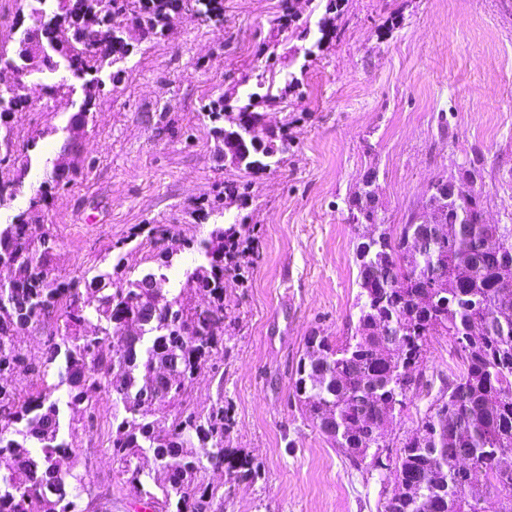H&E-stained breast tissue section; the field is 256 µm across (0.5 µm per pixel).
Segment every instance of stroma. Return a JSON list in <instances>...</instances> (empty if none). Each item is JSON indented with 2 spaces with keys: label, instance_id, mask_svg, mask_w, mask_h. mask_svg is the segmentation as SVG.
<instances>
[{
  "label": "stroma",
  "instance_id": "35a3bbf8",
  "mask_svg": "<svg viewBox=\"0 0 512 512\" xmlns=\"http://www.w3.org/2000/svg\"><path fill=\"white\" fill-rule=\"evenodd\" d=\"M324 17L336 35L315 49L303 32ZM170 26L106 83L79 153L63 154L60 129L82 94L45 109L44 80L25 77L10 125L30 166L0 222L28 208L45 159L63 158L70 183L32 225L55 240L53 276L117 266L139 278L157 266L154 229L164 226L182 246L167 301L202 263L197 243L236 225L254 256L224 292L227 353L198 373L184 407L223 403L232 446L260 476L231 489L210 467L206 484L223 495L224 512H381L393 474L353 466L293 397L292 376L309 332L343 339L357 311L358 228L346 202L365 175L376 174L379 206L397 225L420 210L432 181L459 180L474 165L486 220L512 224V0H224L223 24L184 10ZM291 72L300 86L260 106L267 125L288 134L284 163L248 170L220 160L207 105H236L259 74L280 84ZM39 130L44 138L28 148ZM228 183L245 194L225 197ZM206 202L215 206L207 215L198 210ZM93 405L90 417L60 412L74 448L67 463L93 481L94 512H138L140 495L107 442L112 397L97 393Z\"/></svg>",
  "mask_w": 512,
  "mask_h": 512
}]
</instances>
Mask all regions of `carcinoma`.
Returning <instances> with one entry per match:
<instances>
[{
    "instance_id": "obj_1",
    "label": "carcinoma",
    "mask_w": 512,
    "mask_h": 512,
    "mask_svg": "<svg viewBox=\"0 0 512 512\" xmlns=\"http://www.w3.org/2000/svg\"><path fill=\"white\" fill-rule=\"evenodd\" d=\"M208 19H224V0H112V17L94 34L76 26L75 46L62 58L53 55L56 39L52 20L43 10L30 8L26 29L41 40L38 47L23 42L12 51L0 49L5 63L28 65L53 75L46 85L52 99L76 92L74 80L94 73L81 84L83 109L73 123L85 127L93 119L92 108L101 85L97 74L125 61L129 42L113 31L127 21L142 30L163 34L171 13L188 2ZM101 0H55L54 14L65 11L81 19ZM298 83L296 77L284 87L260 81L265 93L252 92L236 106L229 127L224 120V99L208 105L216 123L213 133L227 143L224 131L245 136L251 124L263 122L254 111L257 100L282 99ZM23 100L18 94H0V150L11 157L10 111ZM288 136L273 133L260 151H250L244 167L265 170L283 161ZM53 162L54 178L45 183L27 210L0 224V264L16 266L20 277L0 286V459L11 460L9 473L0 476V512H27L26 504L36 498L43 512H85L80 508L79 488L92 494L90 483L70 471H59L57 458L69 454L71 444L60 434L61 398L65 405L85 412L91 398L101 389L122 404L126 416L112 414L109 447L124 464L122 475L133 486L141 484L142 471L133 459L144 451L153 453L158 464L156 482L161 492V512H222L224 497L204 483V464L193 448L208 449L210 465L224 467L233 483L253 482L258 467L240 450L230 446L231 418L217 403L206 412L182 410L169 430L158 431L165 410L186 402L188 389L201 368L224 358V325L229 318L224 308V277L235 270L226 261L229 246L237 237L235 226H218L210 239L199 243L206 263L186 273V287L156 308L143 278L124 280L102 273L85 280V289L74 281L52 275L49 239L28 233L30 221L67 178ZM28 169L21 162L13 173L0 172V201L13 198ZM434 200L447 221V238L439 251L448 257L440 276L447 287L435 288L425 272L417 270L411 256V239L419 231L418 213L393 227L378 213L376 199L349 200L348 221L352 224H381L384 234L356 245L360 293L352 335L341 342L312 333L300 359L293 382L295 397L308 407L312 423L333 440L351 463L358 467L366 459L380 466L379 449L386 447L375 433L377 420L404 409L410 394L424 388L432 391L434 381L425 378L424 357L429 337L444 334L453 338L464 353L465 370L440 378L441 386L415 432L400 443L395 474L401 486L386 500L384 512H512V481L501 478L512 471V319L493 317L500 307L512 308V224H483L481 195L472 196L463 210L448 201V180L434 182ZM497 235L502 251L483 253L476 242ZM391 272L398 287L384 281ZM209 295L201 306L191 292ZM52 317L60 336L50 337L44 361L36 366L16 343L17 330L42 324ZM95 317L99 335H81L79 322ZM391 320L400 334L396 349H379L375 317ZM141 321L148 330L145 343L122 340L124 326ZM181 359L182 379L154 409L136 408L138 393L153 383L154 363L172 353ZM24 367L36 374L41 388L23 399L6 376ZM466 454L483 467L485 483L466 486L457 479V462Z\"/></svg>"
}]
</instances>
